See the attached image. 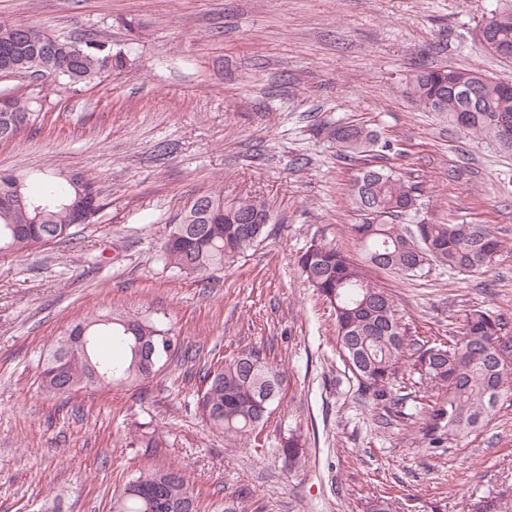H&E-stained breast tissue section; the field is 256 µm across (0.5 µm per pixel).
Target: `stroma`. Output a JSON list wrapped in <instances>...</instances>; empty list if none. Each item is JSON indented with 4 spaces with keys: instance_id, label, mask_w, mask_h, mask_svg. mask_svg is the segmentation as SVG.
Instances as JSON below:
<instances>
[{
    "instance_id": "1",
    "label": "stroma",
    "mask_w": 512,
    "mask_h": 512,
    "mask_svg": "<svg viewBox=\"0 0 512 512\" xmlns=\"http://www.w3.org/2000/svg\"><path fill=\"white\" fill-rule=\"evenodd\" d=\"M501 0H0V23L97 34L126 63L100 83L36 82L40 118L0 141V171L93 179L106 207L72 239L0 251V512H112L138 471L179 469L201 512H512V388L468 436L427 447L419 419L385 416L358 393L339 357L334 314L300 274L315 235L359 223L350 193L359 163L340 159L325 128L377 130L403 149L389 166L422 189L425 218L485 224L501 241L493 268L434 269L410 280L371 268L408 336L459 334L471 309L512 321V154L463 137L409 100L423 67L511 79L512 60L474 43ZM263 200L270 235L210 281L164 267L161 246L201 195ZM163 320L178 352L151 378L54 396L42 363L91 312ZM260 347L288 376L266 432L299 431L294 469L230 448L197 410L200 376ZM157 448L146 447L149 436Z\"/></svg>"
}]
</instances>
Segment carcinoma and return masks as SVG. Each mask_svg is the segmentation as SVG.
Returning a JSON list of instances; mask_svg holds the SVG:
<instances>
[{"label": "carcinoma", "mask_w": 512, "mask_h": 512, "mask_svg": "<svg viewBox=\"0 0 512 512\" xmlns=\"http://www.w3.org/2000/svg\"><path fill=\"white\" fill-rule=\"evenodd\" d=\"M476 37L490 52L502 56L500 47L512 45V7L495 9L476 28ZM11 65L17 74L36 80L55 78L70 87L89 85L107 72L106 66L122 67L125 55L96 35L82 39L57 36L33 21L0 24V68ZM406 93L422 108L441 114L452 126L457 114L470 105L464 135L495 141L497 114H512V95H502L497 81L459 68H426L406 81ZM39 117L31 94L15 88L0 101V140L16 136ZM336 142L339 157L356 161L375 153L394 151L377 131L357 124L338 122L326 128ZM19 193L24 204L0 206V250L22 253L37 244L28 229L36 227L50 242L61 240L72 222L70 205L76 188L67 178L45 179L41 188L29 190L22 181ZM422 190L404 181L394 170L376 164L361 168L352 185L350 199L361 222L349 225L363 265L326 236L311 238L298 259L309 287L333 306L337 343L345 365L357 379L361 394L384 408L401 407L408 395L393 387L401 365L409 362L414 373L428 385V401L415 409L422 420L428 447L443 448L464 438L496 407L494 393H503L512 368L500 367L495 344H512L508 322L501 315L473 309L465 315L460 335L448 342L428 344L407 336L391 296L372 285L367 265L413 279L431 267L460 274L486 272L496 261L501 245L484 224L426 223L420 217ZM270 213L256 198L224 201L216 191L198 198L174 225L164 244V265L203 280L224 268L268 237ZM128 317L109 312L77 320L69 332L87 330L88 348L60 339L51 349L43 369L42 383L49 393H59L69 384L87 383L89 363L110 371L108 383H131L153 375L170 357L176 337L164 324L139 320L137 335L126 333ZM109 336L124 357L102 361L96 356L98 338ZM285 372L269 362L259 347L238 352L224 365L202 376L197 409L206 424L224 432L232 447L276 449L289 468L301 463L303 443L288 431L272 441L264 435L270 414L279 406ZM162 486L169 504L166 512H178L177 504L192 501L200 512L198 496L175 469L141 472L114 496L116 512H149L141 491Z\"/></svg>", "instance_id": "obj_1"}]
</instances>
